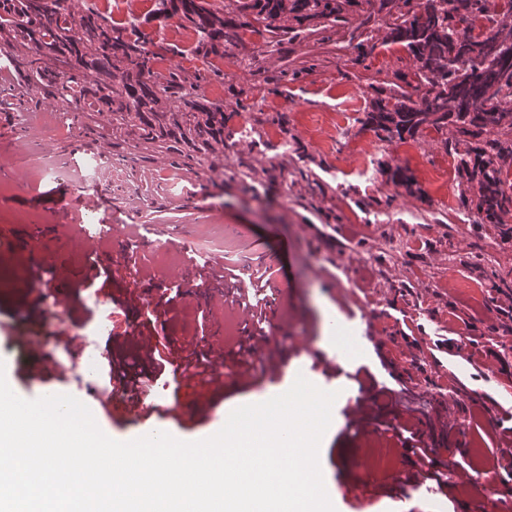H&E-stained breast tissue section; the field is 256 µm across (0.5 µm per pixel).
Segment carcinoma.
<instances>
[{
  "label": "carcinoma",
  "mask_w": 512,
  "mask_h": 512,
  "mask_svg": "<svg viewBox=\"0 0 512 512\" xmlns=\"http://www.w3.org/2000/svg\"><path fill=\"white\" fill-rule=\"evenodd\" d=\"M361 0H229L224 9L209 0H159L162 13L180 14L199 33L198 48L224 52L237 36L236 16L251 13L285 36L284 22L343 21ZM384 24L382 44L399 45L413 60L410 74H396L386 88H374L365 124L382 140L413 138L426 129L450 132L461 202L474 207L476 223L492 224L512 240V195L503 175L512 170V0L494 10L483 29L487 0H426L422 15L402 9L400 0H377ZM46 0H6L0 8V47L46 48L54 64H37L27 81L49 87L58 67L88 71L94 84L66 79L87 112L107 113L112 129L131 119L141 126L140 144L150 156L185 150L198 167L211 157L229 159L231 135L224 134V105L206 100L172 79H154V53L137 39H124L98 14L76 21L60 10L46 17ZM178 104L169 103V96Z\"/></svg>",
  "instance_id": "obj_1"
}]
</instances>
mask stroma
<instances>
[{"mask_svg": "<svg viewBox=\"0 0 512 512\" xmlns=\"http://www.w3.org/2000/svg\"><path fill=\"white\" fill-rule=\"evenodd\" d=\"M81 16L94 9L125 38L154 52L159 82L177 76L222 103L232 131L233 157L247 160L249 177L236 175L223 158L212 169L189 168L186 159H143L135 145L140 131L130 124L115 138L107 116L29 84L31 59L47 50L0 48V237L27 224H46L45 283H59L66 299L36 304L31 275L21 255L0 256V363L9 369L19 397L69 394L95 413L109 437H140L145 425L120 411L106 413L94 399L104 384V352L134 354L131 336L152 334L157 317L166 321L173 346L201 338L212 346L231 341L221 321L239 325L238 304L210 305L204 294L175 297L160 308L161 292L131 308L149 278L170 286L174 269L219 259L225 276L264 272L259 297L279 303L275 342L256 353L255 379L225 380L221 404L209 422L194 418L200 390L190 374L152 391L163 405L178 404L174 437L195 441L224 424L225 414L286 392L297 375L337 392L332 421L320 445L326 491L336 512H512V436L498 429L497 413L512 409V241L493 225L480 224L459 199L458 177L444 134L431 130L403 141L380 140L363 125L371 86L408 71L410 60L397 45H377L366 57L349 38L364 13L346 21L320 20L277 40L252 15L239 17L235 42L220 55L198 49L194 24L157 11V0H48ZM262 125L239 134L251 113ZM287 146H279L277 131ZM83 171L71 190L99 187L105 205H79L65 216L43 207H23L20 197H39L58 179L37 176L44 156ZM403 169L416 181L415 194L395 185ZM194 198H187V190ZM92 229L108 224L113 235L133 239L166 233L163 250L138 248V276L113 254L109 238L98 239L100 256L87 254L69 225ZM223 237V247L201 246L199 231ZM68 277L56 281L57 269ZM92 342L98 355L91 375L60 380L65 353L53 342L60 331ZM40 338L44 355L29 353ZM336 359L342 372L323 373ZM280 364L271 377L263 367ZM386 391L390 411L419 430L428 444L455 434L452 462L464 482L432 494L427 484H398L416 473L392 432L359 428L347 405ZM380 456L379 467L362 461Z\"/></svg>", "mask_w": 512, "mask_h": 512, "instance_id": "35a3bbf8", "label": "stroma"}]
</instances>
